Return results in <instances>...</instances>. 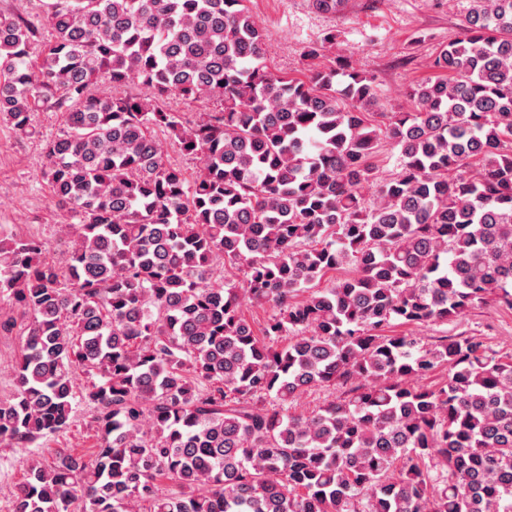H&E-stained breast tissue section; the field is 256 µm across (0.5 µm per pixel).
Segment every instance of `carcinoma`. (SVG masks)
Segmentation results:
<instances>
[{
  "instance_id": "cac0c4a2",
  "label": "carcinoma",
  "mask_w": 512,
  "mask_h": 512,
  "mask_svg": "<svg viewBox=\"0 0 512 512\" xmlns=\"http://www.w3.org/2000/svg\"><path fill=\"white\" fill-rule=\"evenodd\" d=\"M245 2L0 14V119L27 133L62 110L43 178L79 220L64 265L0 234V295L27 318L0 445L69 428L78 392L98 437L31 466L13 512H512V357L388 335L512 308V0H470L383 128L347 61L272 71ZM172 95L217 106L187 121ZM383 140L399 172L377 182ZM444 364L441 385L408 384Z\"/></svg>"
}]
</instances>
